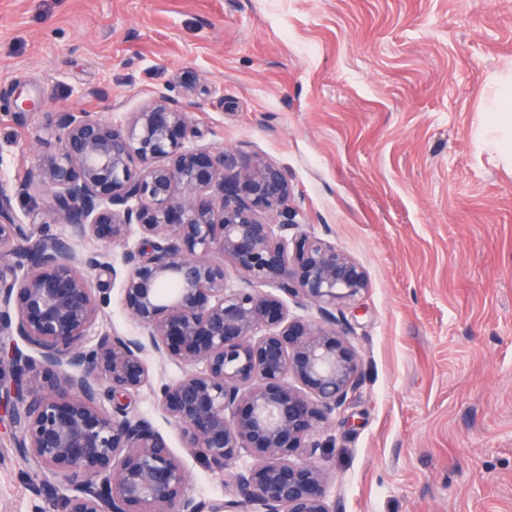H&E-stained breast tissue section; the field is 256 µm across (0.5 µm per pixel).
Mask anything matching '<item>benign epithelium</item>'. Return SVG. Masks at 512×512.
Listing matches in <instances>:
<instances>
[{"instance_id":"7a95c632","label":"benign epithelium","mask_w":512,"mask_h":512,"mask_svg":"<svg viewBox=\"0 0 512 512\" xmlns=\"http://www.w3.org/2000/svg\"><path fill=\"white\" fill-rule=\"evenodd\" d=\"M48 132L37 165L0 190V335L20 339L0 346V407L20 454L63 478L64 512H331L314 434L359 385L360 354L333 310L368 291L364 267L299 231L278 167L197 145L169 94L119 124L57 112ZM41 196L46 218L21 221L12 199ZM135 232L112 279L142 334L89 345L111 301L94 279L111 265L72 240L124 245ZM287 299L320 320L290 315ZM148 352L182 371L159 385L157 408L196 458L231 471L222 503L190 495L182 460L130 414ZM243 450L255 464L237 470Z\"/></svg>"}]
</instances>
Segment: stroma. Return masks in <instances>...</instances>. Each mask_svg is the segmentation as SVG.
<instances>
[{
    "mask_svg": "<svg viewBox=\"0 0 512 512\" xmlns=\"http://www.w3.org/2000/svg\"><path fill=\"white\" fill-rule=\"evenodd\" d=\"M512 62V0H0V188L36 164L48 116L121 122L168 91L199 145L257 154L293 190L302 231L351 254L370 288L337 316L361 380L319 432L336 512H512V168L479 140L490 77ZM89 342L141 328L110 271ZM130 412L220 503L156 411L179 367L148 355ZM0 412V512H60L58 483Z\"/></svg>",
    "mask_w": 512,
    "mask_h": 512,
    "instance_id": "35a3bbf8",
    "label": "stroma"
}]
</instances>
